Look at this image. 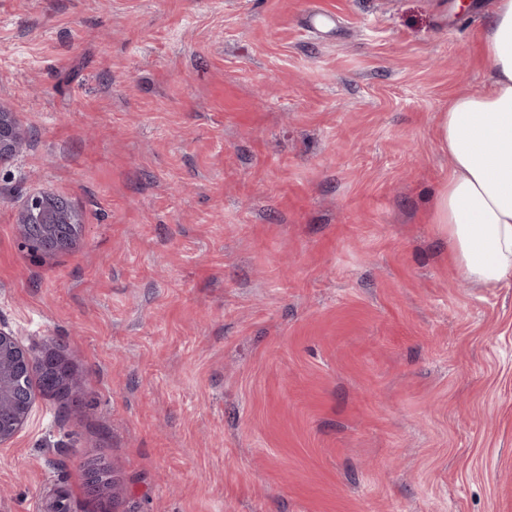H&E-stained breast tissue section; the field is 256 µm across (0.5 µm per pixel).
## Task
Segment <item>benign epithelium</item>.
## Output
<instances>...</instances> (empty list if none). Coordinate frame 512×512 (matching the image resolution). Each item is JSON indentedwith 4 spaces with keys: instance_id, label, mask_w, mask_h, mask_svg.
<instances>
[{
    "instance_id": "obj_1",
    "label": "benign epithelium",
    "mask_w": 512,
    "mask_h": 512,
    "mask_svg": "<svg viewBox=\"0 0 512 512\" xmlns=\"http://www.w3.org/2000/svg\"><path fill=\"white\" fill-rule=\"evenodd\" d=\"M28 144L26 132L13 113L0 109V168L6 167ZM42 196L27 197L17 212L16 226L24 239L35 238L49 252L70 248L79 237L83 224L77 211L67 208L62 213H45ZM51 361L59 376V390L66 397L79 393V375L55 341L36 346L23 345L17 335L0 327V447H7L28 425L36 398L27 378L43 361ZM84 488L104 512H118L119 491L113 470L102 459L84 465Z\"/></svg>"
}]
</instances>
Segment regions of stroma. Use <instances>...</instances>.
I'll list each match as a JSON object with an SVG mask.
<instances>
[{
	"mask_svg": "<svg viewBox=\"0 0 512 512\" xmlns=\"http://www.w3.org/2000/svg\"><path fill=\"white\" fill-rule=\"evenodd\" d=\"M493 4L0 0V324L81 376L0 447V512H98L97 457L122 512H512V281L433 222ZM38 193L69 250L18 236ZM27 144L28 136L16 122L13 113L0 108V168L11 163ZM45 209L42 195L28 196L16 215L18 233L23 239L35 237L49 252L69 249L83 228L79 214L72 207L65 208L64 213L45 214L40 224H33L32 218L43 215ZM37 241L31 240L28 243L36 251L40 250ZM84 488L89 496L99 502L103 512H110L108 506L111 502L112 511L118 512V483L113 469L104 460L92 459L84 465Z\"/></svg>",
	"mask_w": 512,
	"mask_h": 512,
	"instance_id": "1",
	"label": "stroma"
}]
</instances>
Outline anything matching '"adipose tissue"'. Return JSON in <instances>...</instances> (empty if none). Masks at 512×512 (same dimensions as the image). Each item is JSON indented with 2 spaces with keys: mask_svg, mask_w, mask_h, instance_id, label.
Listing matches in <instances>:
<instances>
[{
  "mask_svg": "<svg viewBox=\"0 0 512 512\" xmlns=\"http://www.w3.org/2000/svg\"><path fill=\"white\" fill-rule=\"evenodd\" d=\"M481 52L492 68L489 88L456 95L437 124L452 168L435 221L464 278L495 286L512 278V0H497Z\"/></svg>",
  "mask_w": 512,
  "mask_h": 512,
  "instance_id": "1",
  "label": "adipose tissue"
}]
</instances>
